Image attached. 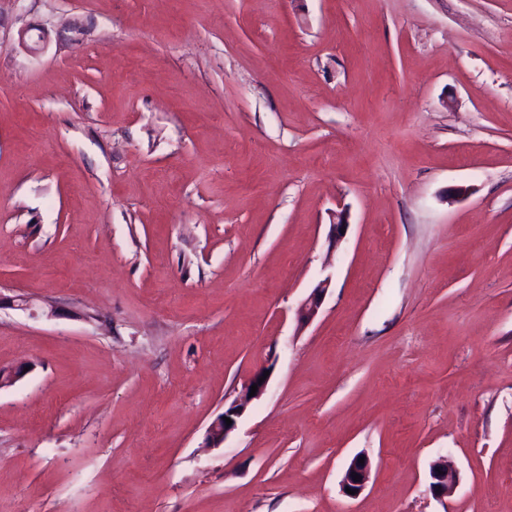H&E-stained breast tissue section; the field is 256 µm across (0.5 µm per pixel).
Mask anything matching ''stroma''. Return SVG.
Listing matches in <instances>:
<instances>
[{
  "label": "stroma",
  "instance_id": "1",
  "mask_svg": "<svg viewBox=\"0 0 512 512\" xmlns=\"http://www.w3.org/2000/svg\"><path fill=\"white\" fill-rule=\"evenodd\" d=\"M0 296V512H512V0H0ZM329 286V279H324L312 288L298 309V322L301 326L310 323L317 316ZM262 376H264V371H259L254 374L245 384L241 396L224 409V413L211 423L205 438V444L208 448L219 447V445L224 442L227 435L235 429L238 418L244 413L248 404L262 396L267 384V378L264 381H260V377ZM253 384H257V391L254 396L249 397ZM224 417L230 418L232 424L226 426ZM361 457H364V464L359 463V458ZM371 469V461L365 455H357L351 460L347 469L345 470L341 482L343 492L347 497L356 498L361 494V492L365 489L370 480ZM352 472H356V474L360 475V481H354V478L352 477ZM346 488L356 490V493L348 494L346 492ZM438 470H441L442 474H439ZM430 479V492L436 498L441 499L447 497L452 492L457 483L458 475L455 470L448 467L447 463H436L431 467Z\"/></svg>",
  "mask_w": 512,
  "mask_h": 512
}]
</instances>
